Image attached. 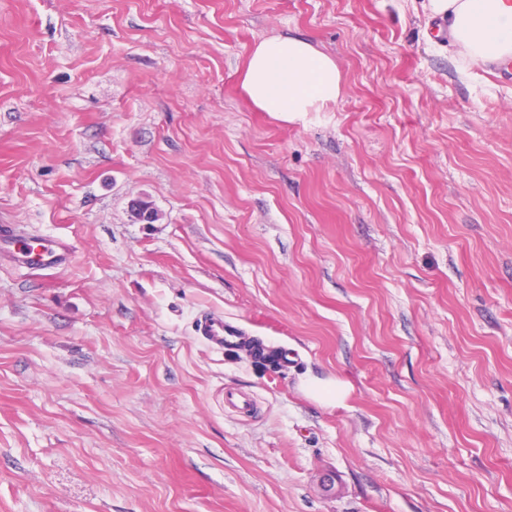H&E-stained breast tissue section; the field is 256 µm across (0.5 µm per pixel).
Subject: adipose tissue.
I'll return each instance as SVG.
<instances>
[{
    "label": "adipose tissue",
    "instance_id": "adipose-tissue-1",
    "mask_svg": "<svg viewBox=\"0 0 512 512\" xmlns=\"http://www.w3.org/2000/svg\"><path fill=\"white\" fill-rule=\"evenodd\" d=\"M446 22L460 57L490 64L512 62V0H428ZM336 60L301 37H271L250 52L241 88L259 111L278 115L320 112L342 93Z\"/></svg>",
    "mask_w": 512,
    "mask_h": 512
}]
</instances>
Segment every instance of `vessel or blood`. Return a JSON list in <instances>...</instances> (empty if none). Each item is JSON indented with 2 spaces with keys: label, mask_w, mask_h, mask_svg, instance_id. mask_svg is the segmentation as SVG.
<instances>
[{
  "label": "vessel or blood",
  "mask_w": 512,
  "mask_h": 512,
  "mask_svg": "<svg viewBox=\"0 0 512 512\" xmlns=\"http://www.w3.org/2000/svg\"><path fill=\"white\" fill-rule=\"evenodd\" d=\"M70 254L68 242L46 237L27 242L16 231L6 225L0 226V258L9 260L28 271L41 273L64 265ZM196 331L208 345L217 350L237 349L244 340L241 329L225 322L223 316L205 313L198 317Z\"/></svg>",
  "instance_id": "1"
}]
</instances>
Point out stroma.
I'll return each mask as SVG.
<instances>
[{
    "mask_svg": "<svg viewBox=\"0 0 512 512\" xmlns=\"http://www.w3.org/2000/svg\"><path fill=\"white\" fill-rule=\"evenodd\" d=\"M275 35L336 104L246 100ZM1 224L72 252L0 263V512H512V68L422 0H0ZM342 74L329 54L301 37H271L250 52L241 88L261 112H322L342 93ZM196 332L208 345L220 352L237 349L244 340L241 329L225 322L220 315L204 313L197 318ZM306 390L314 399L326 403L340 402L347 395L346 384L339 380L323 382L311 378L306 383Z\"/></svg>",
    "mask_w": 512,
    "mask_h": 512,
    "instance_id": "obj_1",
    "label": "stroma"
}]
</instances>
